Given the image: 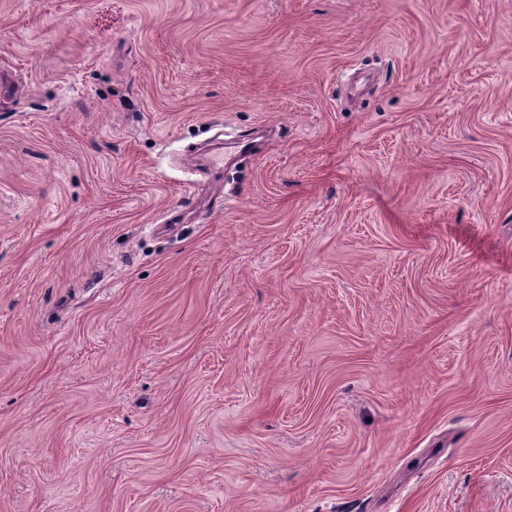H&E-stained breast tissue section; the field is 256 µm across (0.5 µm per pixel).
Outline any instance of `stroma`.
I'll use <instances>...</instances> for the list:
<instances>
[{"mask_svg":"<svg viewBox=\"0 0 512 512\" xmlns=\"http://www.w3.org/2000/svg\"><path fill=\"white\" fill-rule=\"evenodd\" d=\"M0 512H512V0H0Z\"/></svg>","mask_w":512,"mask_h":512,"instance_id":"1","label":"stroma"}]
</instances>
